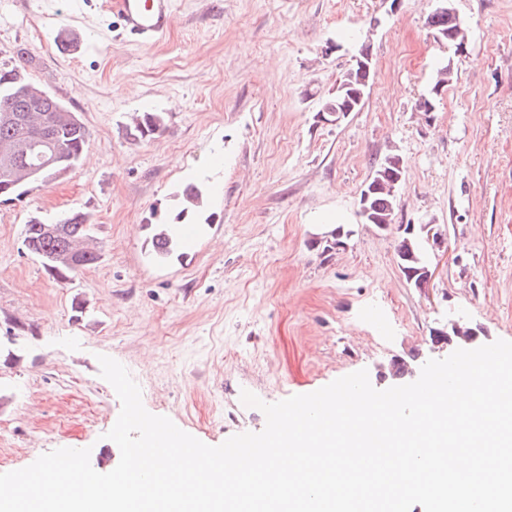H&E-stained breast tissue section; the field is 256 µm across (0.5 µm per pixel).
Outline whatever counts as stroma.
I'll return each mask as SVG.
<instances>
[{
  "mask_svg": "<svg viewBox=\"0 0 512 512\" xmlns=\"http://www.w3.org/2000/svg\"><path fill=\"white\" fill-rule=\"evenodd\" d=\"M103 2L60 14L58 0H0V67L26 49L30 79L91 134L71 174L0 204V473L63 447L90 449L97 472L117 466L105 434L121 403L101 354L148 412L217 446L265 426L242 390L273 403L361 369L395 386L391 360L421 370L451 319L480 327L477 345L512 341V0H455L460 51L434 40L430 0H176L156 46L108 32ZM369 29L363 105L318 121ZM63 31L73 53L56 46ZM447 57L454 79L425 115ZM147 109L166 113V132L131 138ZM390 154L405 175L389 230L362 222L358 194ZM199 178L214 188L210 222L183 257L154 260L149 223L174 222ZM74 210L90 214L102 257L63 285L22 231L32 214ZM401 224L444 237L427 249L428 289L400 270ZM338 226L344 247L314 246Z\"/></svg>",
  "mask_w": 512,
  "mask_h": 512,
  "instance_id": "stroma-1",
  "label": "stroma"
}]
</instances>
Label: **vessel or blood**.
<instances>
[{
	"instance_id": "vessel-or-blood-1",
	"label": "vessel or blood",
	"mask_w": 512,
	"mask_h": 512,
	"mask_svg": "<svg viewBox=\"0 0 512 512\" xmlns=\"http://www.w3.org/2000/svg\"><path fill=\"white\" fill-rule=\"evenodd\" d=\"M108 13L119 22L121 37L142 45L158 43L166 34L173 0H107Z\"/></svg>"
}]
</instances>
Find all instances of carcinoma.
Wrapping results in <instances>:
<instances>
[{
    "label": "carcinoma",
    "instance_id": "1",
    "mask_svg": "<svg viewBox=\"0 0 512 512\" xmlns=\"http://www.w3.org/2000/svg\"><path fill=\"white\" fill-rule=\"evenodd\" d=\"M454 0H439L436 7L427 16V25L433 35L443 41H449L454 35H461L456 17ZM372 75L359 71L354 67L342 75L336 94L327 99L329 106L354 107L359 109L363 100L356 97L349 100L342 87L345 83L356 85L354 92L366 94ZM43 89L32 83L24 70L13 67L0 69V115L10 114L14 120H0V143L3 141L26 142L33 146L30 152V163L39 168L43 165L44 148L41 139L50 136L55 142L54 160L47 171V177L37 181L46 186L49 181L56 180L72 172L79 164L88 146L90 133L80 113L57 98L48 104L39 100ZM167 129V117L163 112L139 113L130 136L133 139H151L164 133ZM28 183L6 181L0 177V202L7 203L24 195L23 188ZM207 190L202 183L187 184L178 199L181 210L177 218L200 214L205 206ZM373 215L381 224L393 221L392 212L396 207V197L387 192H377L372 196ZM183 225L160 223L151 225V236L148 240L150 254L158 261H165L173 255L183 253L186 241L182 234ZM95 225L89 216L82 212H74L56 220L46 222L42 217L33 215L23 228V245L40 259L45 270L59 283L65 284L73 275L86 268L96 265L102 256L100 243L94 241ZM399 266L405 277H410L409 270L422 269L428 266L422 243L415 237H402L395 248ZM78 253L79 265L73 266L68 258Z\"/></svg>",
    "mask_w": 512,
    "mask_h": 512
}]
</instances>
